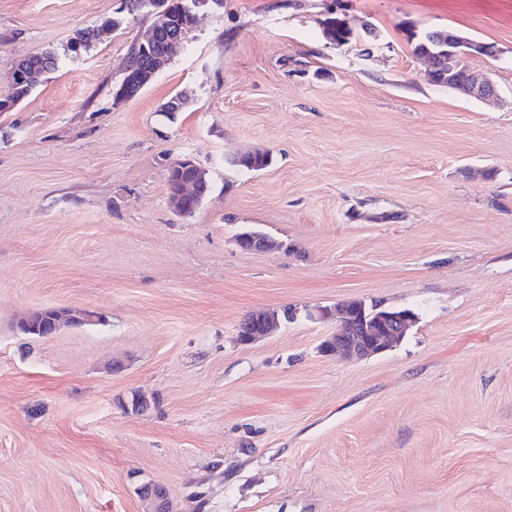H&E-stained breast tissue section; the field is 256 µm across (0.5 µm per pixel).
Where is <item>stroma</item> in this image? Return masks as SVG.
<instances>
[{"label":"stroma","instance_id":"1","mask_svg":"<svg viewBox=\"0 0 512 512\" xmlns=\"http://www.w3.org/2000/svg\"><path fill=\"white\" fill-rule=\"evenodd\" d=\"M121 0H0V512H512V0H224L134 98ZM493 44L500 98L436 85L411 32ZM187 91L175 120L160 107ZM266 150L244 173L238 155ZM189 156L211 192L166 191ZM256 228L275 249L244 251ZM347 300L409 309L387 352L322 354ZM43 307L99 325L23 334ZM293 311L251 344L238 327ZM122 24V18L114 15L103 16L97 26L92 29L79 31L70 40L67 49L72 53H78L81 50L86 51L97 40H101V35L116 30ZM59 61L60 58L52 51L35 52L22 58L17 66L28 72V78L17 80L7 95L0 96V112L11 111L27 99L40 84L43 75L58 67ZM272 155L265 150H256L254 152L241 155L234 160L235 166L239 170L255 172L269 167L272 163ZM188 160L189 157L186 156L173 159L169 166L176 168H168L166 179L167 193L172 197L171 199L168 198L170 206L176 213H179V210L184 207L180 210V214H185L183 216L192 215L200 207L211 188L208 172L201 168L193 159ZM189 181L195 182L197 191L193 197L185 202L184 206V197L190 196L192 187L186 186L182 190L181 188L185 182ZM176 192L179 193L173 197Z\"/></svg>","mask_w":512,"mask_h":512}]
</instances>
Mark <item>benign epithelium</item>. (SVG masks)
I'll return each mask as SVG.
<instances>
[{
    "label": "benign epithelium",
    "instance_id": "7a95c632",
    "mask_svg": "<svg viewBox=\"0 0 512 512\" xmlns=\"http://www.w3.org/2000/svg\"><path fill=\"white\" fill-rule=\"evenodd\" d=\"M152 12L159 19L152 26L146 41L157 39L166 33V43L171 49L181 47L184 35L167 31L166 10L154 0L150 3ZM491 52V48L463 35L448 36V88L463 96L476 99H497L499 92L494 81L488 77L474 75L469 60L477 55ZM164 64L157 56L145 58L144 64L134 74L131 94H137L155 76ZM235 244L242 250L262 251L270 246L266 235L258 231H242L235 236ZM322 318L335 323L332 334L320 344V352L343 357H365L385 352L400 343L416 321L409 312L395 310L367 311L364 303L349 301L320 310ZM279 316L275 312L256 313L241 322L238 340L250 343L268 336L279 327ZM150 512H169L167 492L160 486L152 485L142 491Z\"/></svg>",
    "mask_w": 512,
    "mask_h": 512
}]
</instances>
